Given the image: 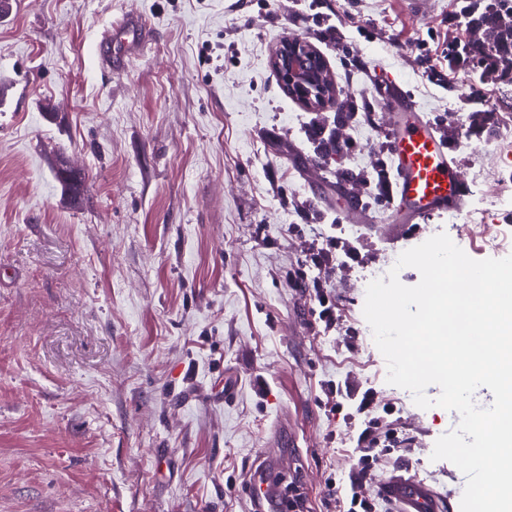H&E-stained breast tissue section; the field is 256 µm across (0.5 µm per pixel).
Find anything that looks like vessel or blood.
Masks as SVG:
<instances>
[{
	"label": "vessel or blood",
	"instance_id": "obj_1",
	"mask_svg": "<svg viewBox=\"0 0 512 512\" xmlns=\"http://www.w3.org/2000/svg\"><path fill=\"white\" fill-rule=\"evenodd\" d=\"M148 35L138 15L131 14L116 23L97 45L103 69L119 71L142 50ZM377 85L380 106L386 112L406 114L413 101L402 83L391 72L380 74ZM395 169V195L389 209L391 224L409 227L428 218L461 211L469 196V185L462 175V164L450 151V139L424 119H405L394 125L387 140ZM255 512H280L281 495L269 472L255 474L249 481ZM397 512H445L446 502L427 484L412 477L395 475L379 489Z\"/></svg>",
	"mask_w": 512,
	"mask_h": 512
}]
</instances>
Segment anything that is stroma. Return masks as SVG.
I'll use <instances>...</instances> for the list:
<instances>
[{
	"mask_svg": "<svg viewBox=\"0 0 512 512\" xmlns=\"http://www.w3.org/2000/svg\"><path fill=\"white\" fill-rule=\"evenodd\" d=\"M0 14V512H251L244 476L278 457L285 482L326 512L328 485L374 512L392 473L460 512L466 478L432 460L451 413L386 381L363 316L368 277L438 233L472 259L512 254V81L474 85L447 66L472 32L461 0H9ZM153 36L119 72L93 46L124 14ZM326 58L338 100L368 106L357 148L319 159L322 121L270 64L282 40ZM446 72L432 83L429 69ZM396 75L423 115L452 119L470 185L463 213L392 240L386 207L339 220L337 173L372 170L390 117L374 77ZM492 113L468 130L471 109ZM317 158V157H316ZM81 180L65 190V174ZM307 206L302 222L295 205ZM476 225H463L462 214ZM360 266L329 290L335 329L282 272L332 220ZM301 224L289 237L286 225ZM265 225L267 243L254 239ZM393 436L364 471L358 440Z\"/></svg>",
	"mask_w": 512,
	"mask_h": 512,
	"instance_id": "35a3bbf8",
	"label": "stroma"
}]
</instances>
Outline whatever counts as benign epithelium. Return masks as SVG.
I'll return each instance as SVG.
<instances>
[{
	"mask_svg": "<svg viewBox=\"0 0 512 512\" xmlns=\"http://www.w3.org/2000/svg\"><path fill=\"white\" fill-rule=\"evenodd\" d=\"M272 65L279 73L286 91L311 109H323L333 103L332 92L324 77V56L306 40L283 41Z\"/></svg>",
	"mask_w": 512,
	"mask_h": 512,
	"instance_id": "1",
	"label": "benign epithelium"
}]
</instances>
